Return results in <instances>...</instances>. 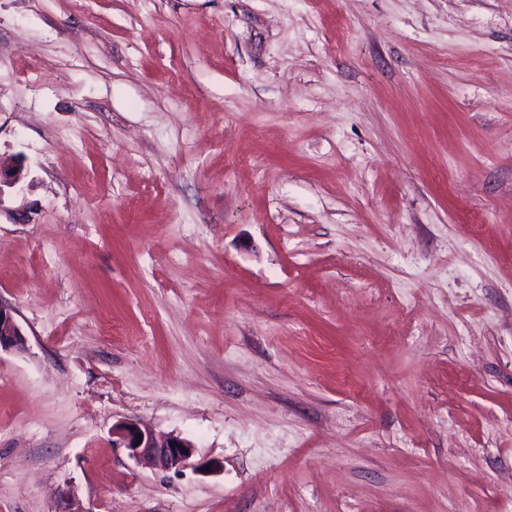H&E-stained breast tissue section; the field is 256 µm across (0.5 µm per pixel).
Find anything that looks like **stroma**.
Wrapping results in <instances>:
<instances>
[{"instance_id": "stroma-1", "label": "stroma", "mask_w": 512, "mask_h": 512, "mask_svg": "<svg viewBox=\"0 0 512 512\" xmlns=\"http://www.w3.org/2000/svg\"><path fill=\"white\" fill-rule=\"evenodd\" d=\"M0 160V512H512V0H0ZM27 341L12 311L0 304V351H25ZM113 447L125 448L132 458H147L162 471L180 473L189 466L195 446L183 437L163 433L138 421H119L112 427ZM141 438V443H137ZM174 444V447H171Z\"/></svg>"}]
</instances>
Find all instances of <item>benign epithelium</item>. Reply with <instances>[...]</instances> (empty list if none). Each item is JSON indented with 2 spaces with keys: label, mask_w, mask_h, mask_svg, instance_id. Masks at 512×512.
<instances>
[{
  "label": "benign epithelium",
  "mask_w": 512,
  "mask_h": 512,
  "mask_svg": "<svg viewBox=\"0 0 512 512\" xmlns=\"http://www.w3.org/2000/svg\"><path fill=\"white\" fill-rule=\"evenodd\" d=\"M27 341L12 311L0 305V351L22 352ZM113 447L124 448L132 458H147L162 471L182 472L191 466L194 444L175 434L163 433L138 421H120L112 427Z\"/></svg>",
  "instance_id": "1"
}]
</instances>
